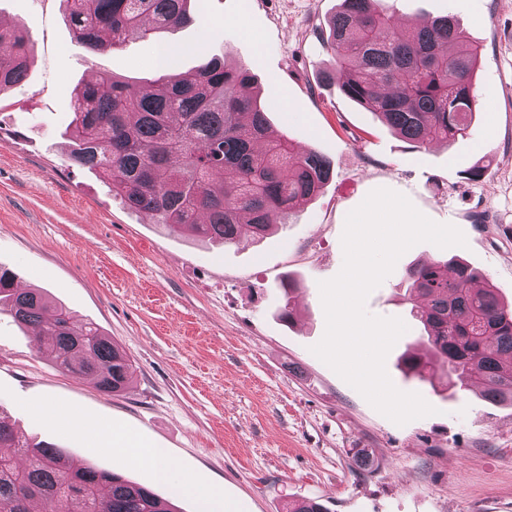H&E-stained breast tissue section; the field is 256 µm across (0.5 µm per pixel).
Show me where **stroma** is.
I'll use <instances>...</instances> for the list:
<instances>
[{"label":"stroma","mask_w":512,"mask_h":512,"mask_svg":"<svg viewBox=\"0 0 512 512\" xmlns=\"http://www.w3.org/2000/svg\"><path fill=\"white\" fill-rule=\"evenodd\" d=\"M339 2L192 0L188 23L94 51L74 37L64 0H0V24H23L31 41L27 78L0 94V268L94 322L132 364L129 389L103 394L0 311V415L23 436L153 488L179 512H223L227 502L288 512L308 499L327 512H512V405L401 370L404 353L429 351L406 293L413 263L462 260L512 303V0H394L405 23L455 16L480 48L468 135L422 148L319 85L318 70L335 63L322 31ZM163 44L180 48L182 70L224 55L246 65L272 104V134L331 160L320 195L265 238L225 247L169 232L71 165L76 88L112 76L144 86L159 74ZM476 164L486 171L468 180ZM377 188L405 194L467 240L415 245L367 299L369 313L407 326L385 362L393 384L437 410L402 426L310 351L326 327L318 284L343 265L345 218ZM40 402L63 417L38 412ZM100 424L164 449L220 498L201 502L127 465L89 438Z\"/></svg>","instance_id":"1"}]
</instances>
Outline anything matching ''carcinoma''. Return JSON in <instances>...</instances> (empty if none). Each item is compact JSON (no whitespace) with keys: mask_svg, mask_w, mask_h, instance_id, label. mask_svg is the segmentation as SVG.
<instances>
[{"mask_svg":"<svg viewBox=\"0 0 512 512\" xmlns=\"http://www.w3.org/2000/svg\"><path fill=\"white\" fill-rule=\"evenodd\" d=\"M80 42L114 50L128 38L190 20L191 0H63ZM388 0H341L329 19L327 43L336 66L319 80L373 113L396 136L417 147L467 135L478 97L480 57L451 16L423 19L409 36L398 32ZM166 68L141 93L112 77L79 87L68 126L70 162L94 170L135 211L172 232L234 245L286 223L295 207L315 198L332 176L331 161L302 151L268 127L270 105L243 64L212 57L202 66ZM31 49L25 28L0 26V92L23 82ZM410 291L426 300L414 316L432 346L424 361L404 358L422 381L437 375L464 389L482 387L491 403L512 401V305L478 285L467 264L420 263L407 272ZM38 329L39 352L63 370L96 379L115 394L130 383V364L92 322H79L42 292L14 287L0 270V304ZM0 512H179L151 488L45 443L19 438L0 417Z\"/></svg>","mask_w":512,"mask_h":512,"instance_id":"cac0c4a2","label":"carcinoma"}]
</instances>
